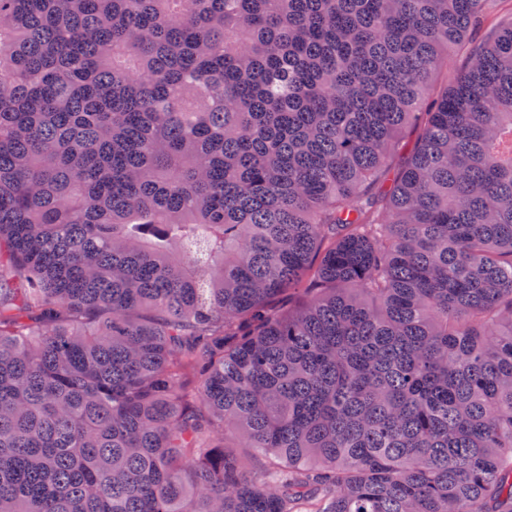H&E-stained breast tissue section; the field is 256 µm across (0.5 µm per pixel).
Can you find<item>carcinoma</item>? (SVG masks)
Returning <instances> with one entry per match:
<instances>
[{
  "label": "carcinoma",
  "mask_w": 512,
  "mask_h": 512,
  "mask_svg": "<svg viewBox=\"0 0 512 512\" xmlns=\"http://www.w3.org/2000/svg\"><path fill=\"white\" fill-rule=\"evenodd\" d=\"M489 2L0 0V512H512Z\"/></svg>",
  "instance_id": "obj_1"
}]
</instances>
